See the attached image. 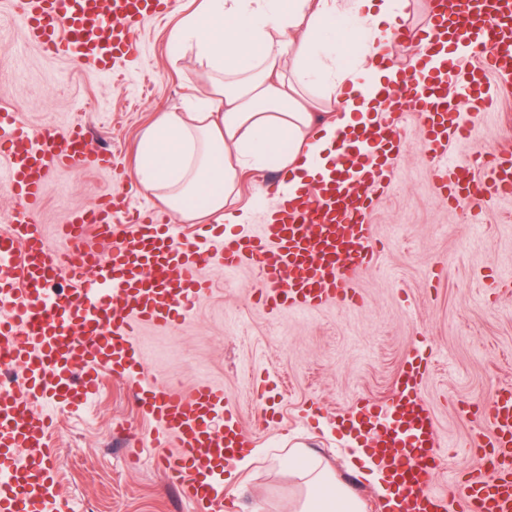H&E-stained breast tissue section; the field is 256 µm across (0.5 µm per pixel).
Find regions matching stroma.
Wrapping results in <instances>:
<instances>
[{
	"mask_svg": "<svg viewBox=\"0 0 512 512\" xmlns=\"http://www.w3.org/2000/svg\"><path fill=\"white\" fill-rule=\"evenodd\" d=\"M199 3L175 0L172 11L146 23L141 54L120 76L100 77L46 56L25 44L20 26L1 35L12 49L0 56V99L30 125L86 122L92 146L109 145L115 157L107 171L54 175L38 215L46 232L65 223L70 210L111 194H129L133 205L169 221L170 211L140 189L137 147L161 113L181 111L188 98L210 90L206 67L190 53L173 61L169 47L173 27ZM496 98L488 112L462 109L468 135L449 146V163L470 160L483 145L512 148V87L497 88ZM399 133L404 151L370 212L379 252L357 279L359 303L270 315L254 297L261 285L256 269H212L191 319L138 331L143 381L185 393L206 381L239 408L253 461L224 481L232 512H250L257 500L266 512H292L303 488L275 467L273 454L298 443L329 464L365 512H384L372 485L349 464L353 441L336 416L366 397L389 399L421 343L430 355L421 397L445 461L433 490L453 497L456 474L478 466L470 437L481 418L461 412L459 403L483 406L493 386L512 385V194L480 210L441 202L419 123L408 120ZM46 411L55 422L51 464L69 512H192L150 445L152 421L112 375L86 410Z\"/></svg>",
	"mask_w": 512,
	"mask_h": 512,
	"instance_id": "obj_1",
	"label": "stroma"
}]
</instances>
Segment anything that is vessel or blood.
I'll return each mask as SVG.
<instances>
[{"label":"vessel or blood","mask_w":512,"mask_h":512,"mask_svg":"<svg viewBox=\"0 0 512 512\" xmlns=\"http://www.w3.org/2000/svg\"><path fill=\"white\" fill-rule=\"evenodd\" d=\"M172 2L0 0V20H19L26 43L46 54L111 75L139 54L138 26ZM398 33L434 47L467 40L481 50L462 71L447 58L418 53L397 69L394 104L420 120L440 199L479 208L512 194L511 151L496 150L483 175L472 161L446 163L449 142L467 133L459 106L489 109L493 85L512 84V0H439L427 25ZM401 148L399 134L365 131L338 155L354 180L331 176L280 200L254 235L217 233V252L208 248V235L130 219L128 199L116 195L72 211L52 239L38 221L49 181L61 169L111 168L112 153L92 147L83 124L33 127L1 101L0 190L15 207L0 231V359L22 381L0 390V512H51L60 497L50 465L53 419L36 407H83L106 372L125 381L157 422L152 442L166 449V469L185 497L203 512H224V462L247 446L239 415L223 389L210 384L185 395L138 380L135 329L191 316L206 291L202 274L217 264L228 273L256 267L259 297L271 311L356 302V279L375 252L373 197ZM427 368L423 350L408 355L390 404L365 399L356 419L367 453L398 489L400 512H512V388H499L488 406L490 432L478 441L487 471L467 472L449 501L432 490L443 460L435 420L418 394Z\"/></svg>","instance_id":"1"}]
</instances>
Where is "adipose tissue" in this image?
<instances>
[{
	"mask_svg": "<svg viewBox=\"0 0 512 512\" xmlns=\"http://www.w3.org/2000/svg\"><path fill=\"white\" fill-rule=\"evenodd\" d=\"M407 0H204L173 29V58L193 52L209 93L165 112L143 134V190L187 222L250 221L239 178L283 171L288 191L325 174L342 137L379 123L393 72V28ZM280 467L299 477L295 512H364L321 457L292 448Z\"/></svg>",
	"mask_w": 512,
	"mask_h": 512,
	"instance_id": "ef3b65f1",
	"label": "adipose tissue"
}]
</instances>
